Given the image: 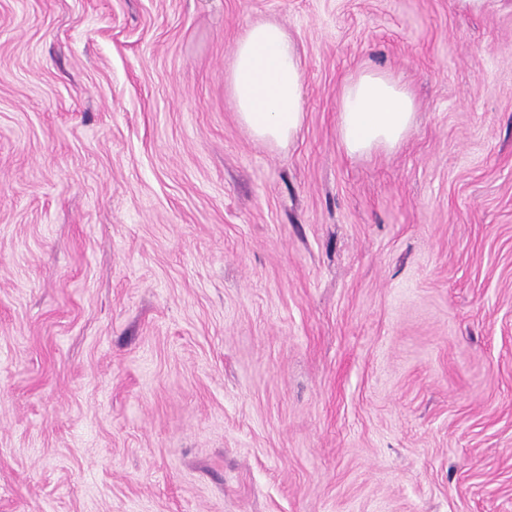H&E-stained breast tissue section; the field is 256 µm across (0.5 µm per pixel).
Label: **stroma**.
Wrapping results in <instances>:
<instances>
[{
    "mask_svg": "<svg viewBox=\"0 0 512 512\" xmlns=\"http://www.w3.org/2000/svg\"><path fill=\"white\" fill-rule=\"evenodd\" d=\"M366 67L416 121L352 157ZM0 512H512V0H0ZM304 78L295 42L273 22L251 25L237 38L225 74L239 121L256 139L275 145L289 144L302 130Z\"/></svg>",
    "mask_w": 512,
    "mask_h": 512,
    "instance_id": "stroma-1",
    "label": "stroma"
}]
</instances>
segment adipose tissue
<instances>
[{
    "instance_id": "obj_1",
    "label": "adipose tissue",
    "mask_w": 512,
    "mask_h": 512,
    "mask_svg": "<svg viewBox=\"0 0 512 512\" xmlns=\"http://www.w3.org/2000/svg\"><path fill=\"white\" fill-rule=\"evenodd\" d=\"M305 72L295 42L273 22L248 27L236 40L225 75L239 121L263 142L295 140L304 123ZM415 102L392 75L363 70L341 92L337 116L341 143L349 155L391 149L406 139L415 120Z\"/></svg>"
}]
</instances>
